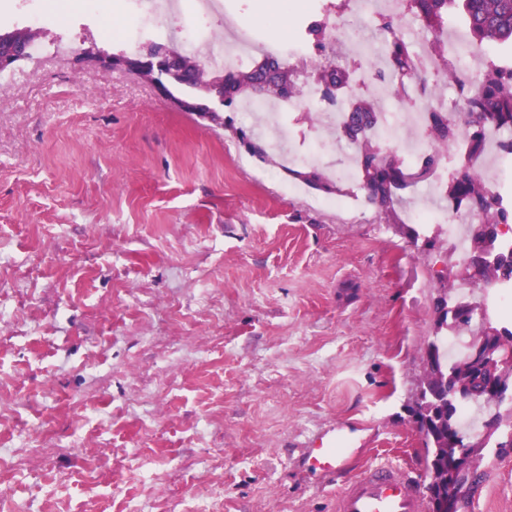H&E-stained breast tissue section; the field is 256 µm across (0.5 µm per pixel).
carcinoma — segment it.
Masks as SVG:
<instances>
[{
	"label": "carcinoma",
	"mask_w": 512,
	"mask_h": 512,
	"mask_svg": "<svg viewBox=\"0 0 512 512\" xmlns=\"http://www.w3.org/2000/svg\"><path fill=\"white\" fill-rule=\"evenodd\" d=\"M408 4L425 22L431 39L439 45L438 54L442 56L448 55L455 47L443 39L448 15L452 12L462 18L470 35L468 45L474 52H481L487 45L512 49V0H408ZM334 26V17L330 13H320L306 22L302 33L322 46ZM11 35V31L0 32V38H5V41H0V55L12 52L28 57V46L9 40ZM378 37L381 53L388 58L399 88L426 82L416 66L413 46L402 34L399 19L380 18ZM148 53L165 57L168 84L162 86L161 94L171 97L175 88L181 96L190 98L201 112L208 111L209 102L217 93L224 96V107L232 109L245 98L261 100L271 96L286 103L302 95L299 75L284 68L273 57H265L246 70L209 73L169 45L152 43ZM318 73L321 76L318 84L327 94L350 82L349 73L341 68L322 67ZM344 111L347 112V120L342 135L353 142L357 152L359 188L380 217L388 223L399 224L402 192L409 189L412 182L430 175L438 164L440 151L428 152L410 167L396 154L383 150L367 137L366 131L375 127L379 119L373 104L353 98L344 103ZM454 112L460 118L448 114L434 115L429 136L437 144L446 146L458 139L460 124L463 123L468 131V153L480 152L486 127H512V68L505 69L493 61L489 62L476 96L457 105ZM211 121L232 128L240 145L251 156L272 161L270 148L253 131L232 126V122L224 120L218 112L211 113ZM284 171L314 189L332 191L330 179L314 165L286 166ZM448 199L482 216L481 224L476 226L472 235L463 270H468L470 262L480 251L484 258L478 289L483 294H488L502 281H512V251L503 250L498 245L499 226L512 221V208L506 205L504 197L462 164L449 180ZM450 293V285L446 284L433 298L434 330L428 342V358L422 360L423 377L413 408L414 423L423 439L430 473L435 471L448 447V434H466L459 411L468 401L452 397L448 390L457 381H475L469 357L453 360L448 357V332L466 334L474 322L472 317H461L463 306L451 298ZM481 315L478 331L489 328L495 332L494 339L488 344L491 357L512 355V324L494 320L484 306L481 307ZM488 411L491 415L485 425L493 424L495 429L485 435L484 443L493 439L495 447L502 449L512 435V378L504 377L499 398L488 407Z\"/></svg>",
	"instance_id": "1"
}]
</instances>
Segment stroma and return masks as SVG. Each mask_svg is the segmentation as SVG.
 Listing matches in <instances>:
<instances>
[{"label":"stroma","instance_id":"35a3bbf8","mask_svg":"<svg viewBox=\"0 0 512 512\" xmlns=\"http://www.w3.org/2000/svg\"><path fill=\"white\" fill-rule=\"evenodd\" d=\"M87 2L0 94V512H332L345 477L303 452L355 422L367 462L426 475L445 226L308 206L231 130L77 62L131 21ZM482 468L470 512H512V453Z\"/></svg>","mask_w":512,"mask_h":512}]
</instances>
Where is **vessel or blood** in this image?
Listing matches in <instances>:
<instances>
[{
    "instance_id": "b4317fda",
    "label": "vessel or blood",
    "mask_w": 512,
    "mask_h": 512,
    "mask_svg": "<svg viewBox=\"0 0 512 512\" xmlns=\"http://www.w3.org/2000/svg\"><path fill=\"white\" fill-rule=\"evenodd\" d=\"M351 433L341 431L310 445L309 459L325 476L349 468L355 457ZM420 481L413 472L391 462L361 468L336 494L335 512H425Z\"/></svg>"
}]
</instances>
